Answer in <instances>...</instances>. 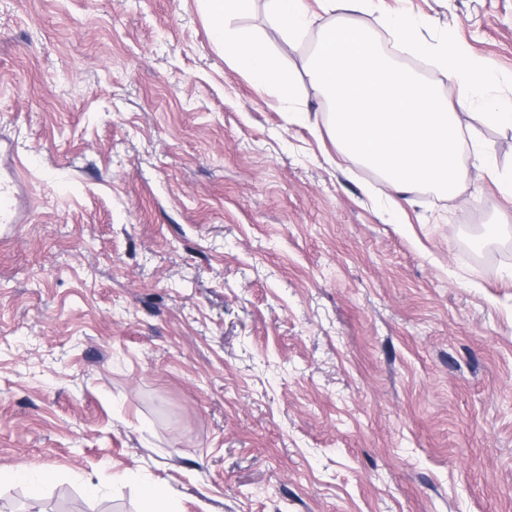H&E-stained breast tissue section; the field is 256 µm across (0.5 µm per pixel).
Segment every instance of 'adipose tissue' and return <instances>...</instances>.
I'll return each instance as SVG.
<instances>
[{
	"label": "adipose tissue",
	"instance_id": "1",
	"mask_svg": "<svg viewBox=\"0 0 512 512\" xmlns=\"http://www.w3.org/2000/svg\"><path fill=\"white\" fill-rule=\"evenodd\" d=\"M206 16L214 46L229 51L236 66L255 82L276 85L283 93H291L293 79L271 60L265 42L241 36L231 29V17L248 12L253 0H199ZM269 22L274 33L291 39L299 38L308 19L303 12L302 0H268ZM449 80L456 82L463 94L459 107L474 109V118L483 124L512 126V107L491 109L493 87L481 75L485 68L471 59L462 49L448 45L439 49Z\"/></svg>",
	"mask_w": 512,
	"mask_h": 512
}]
</instances>
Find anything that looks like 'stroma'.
<instances>
[{
    "label": "stroma",
    "instance_id": "obj_1",
    "mask_svg": "<svg viewBox=\"0 0 512 512\" xmlns=\"http://www.w3.org/2000/svg\"><path fill=\"white\" fill-rule=\"evenodd\" d=\"M340 23L456 101L409 37L512 100V0H374ZM293 98L213 45L199 0H0V134L29 192L0 243V512H512V199L376 195L306 69ZM298 119H289V111ZM512 172V127L459 110ZM477 254L467 242L491 223ZM130 477L134 478L143 489L146 505L149 509L146 512H171L169 510L171 494L168 487L148 476L131 474Z\"/></svg>",
    "mask_w": 512,
    "mask_h": 512
}]
</instances>
